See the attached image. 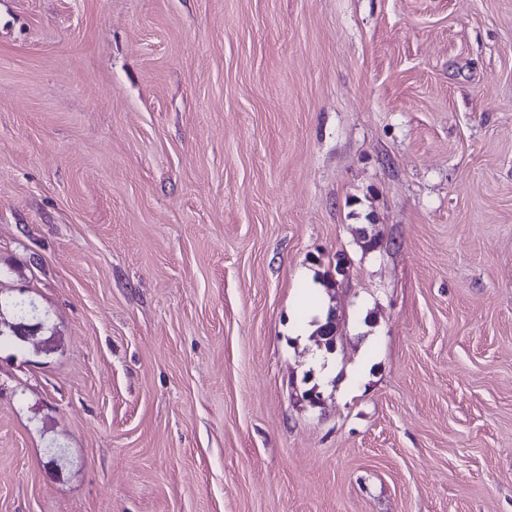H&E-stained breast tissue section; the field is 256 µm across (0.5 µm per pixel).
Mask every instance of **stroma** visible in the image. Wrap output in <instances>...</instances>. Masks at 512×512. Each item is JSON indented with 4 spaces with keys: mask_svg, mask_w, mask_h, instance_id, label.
<instances>
[{
    "mask_svg": "<svg viewBox=\"0 0 512 512\" xmlns=\"http://www.w3.org/2000/svg\"><path fill=\"white\" fill-rule=\"evenodd\" d=\"M20 294L0 512H512V0H0ZM27 302L34 304V302H32V301H27V300L23 301V299H16V298L14 300H12L11 302H7V303L3 304L2 299H0V346L5 341H10L13 345H22V346L27 343H34V339L38 335V333H40L42 331V329H45L46 318L42 317L38 313L37 307H36L37 317H31L29 315ZM3 306L10 308L12 310L13 315H14L13 321H7V320H5V318H3V316H2L3 315V313H2ZM34 320H38V321L33 323L34 324V326L32 328L33 331L28 336H22V337H28V338L18 339L16 336H21L18 333V325L22 321L31 323V321H34Z\"/></svg>",
    "mask_w": 512,
    "mask_h": 512,
    "instance_id": "stroma-1",
    "label": "stroma"
}]
</instances>
